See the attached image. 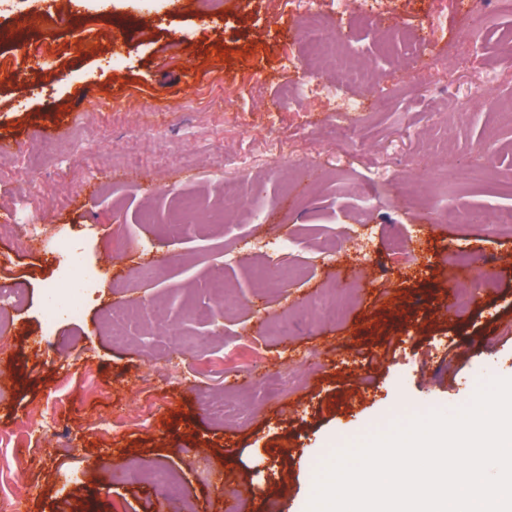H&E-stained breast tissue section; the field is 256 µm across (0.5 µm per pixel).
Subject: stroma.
Wrapping results in <instances>:
<instances>
[{
    "label": "stroma",
    "mask_w": 512,
    "mask_h": 512,
    "mask_svg": "<svg viewBox=\"0 0 512 512\" xmlns=\"http://www.w3.org/2000/svg\"><path fill=\"white\" fill-rule=\"evenodd\" d=\"M317 7L359 29L371 67L347 135L327 99L279 103L308 80L298 0H0V289L27 295L0 375V512H224L240 484L243 512H305L338 455L512 378V226L489 216L512 207V67L497 63L512 17L488 22L476 58L458 0ZM435 12L467 67L405 65L373 39ZM228 181L256 222L207 218ZM181 198L205 213L174 235ZM400 230L405 253L388 245ZM59 236L95 283L82 320L46 336ZM451 286L472 293L466 313L442 302ZM322 296L340 318L319 316ZM130 302L113 340L107 310ZM157 466L177 489L147 482Z\"/></svg>",
    "instance_id": "35a3bbf8"
}]
</instances>
